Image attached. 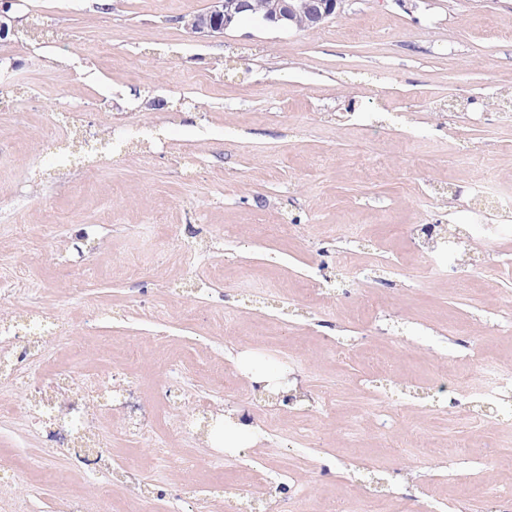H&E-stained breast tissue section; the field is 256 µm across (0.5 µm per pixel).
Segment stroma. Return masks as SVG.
Here are the masks:
<instances>
[{"instance_id":"stroma-1","label":"stroma","mask_w":512,"mask_h":512,"mask_svg":"<svg viewBox=\"0 0 512 512\" xmlns=\"http://www.w3.org/2000/svg\"><path fill=\"white\" fill-rule=\"evenodd\" d=\"M209 4L14 7L42 33L0 41V316L59 325L0 378L15 409L0 415V498L23 512L95 498L99 476L26 408L76 371L132 395L95 423L113 505L130 467L161 492L147 512H231L258 477L290 482L302 512L369 486L410 512H495L512 494L498 449L512 400L488 425L466 412L483 364L512 378V237L473 233L483 272L464 279L407 227L493 224L512 194V0H343L316 30L246 18L194 38L181 18ZM472 181L489 195H462ZM340 340L354 358H336ZM249 354L323 408L303 421L268 400ZM364 374L372 389L355 392ZM444 374L459 390H439ZM230 405L253 444L177 434ZM422 444L437 456L419 460Z\"/></svg>"}]
</instances>
